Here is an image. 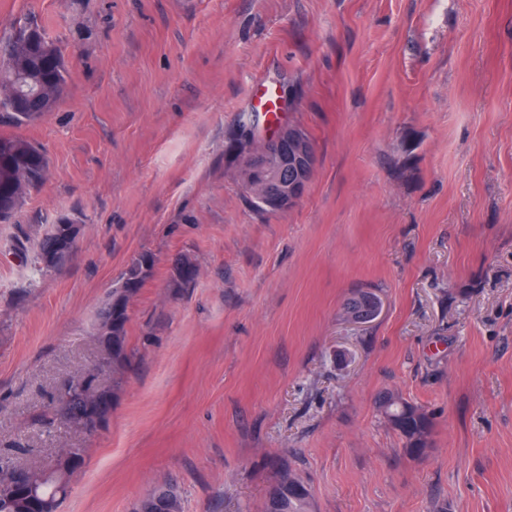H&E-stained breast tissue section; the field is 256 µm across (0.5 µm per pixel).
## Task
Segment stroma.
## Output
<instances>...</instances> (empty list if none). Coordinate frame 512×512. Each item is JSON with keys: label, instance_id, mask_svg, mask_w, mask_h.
Returning a JSON list of instances; mask_svg holds the SVG:
<instances>
[{"label": "stroma", "instance_id": "stroma-1", "mask_svg": "<svg viewBox=\"0 0 512 512\" xmlns=\"http://www.w3.org/2000/svg\"><path fill=\"white\" fill-rule=\"evenodd\" d=\"M28 20L68 81L55 111L0 122L48 161L0 223V452L86 449L59 512H133L161 485L182 512H265L284 463L310 512H512V0H0V39ZM268 74L317 153L276 213L228 149ZM63 218L73 255L20 262ZM141 252L107 427H42ZM358 291L372 322L343 315ZM386 391L429 414L423 455ZM363 293H369V294H375L372 292H361L353 296L348 300L344 307V311L346 313H349L353 310H359L362 308L363 302L370 299L372 296L363 294ZM361 294V295H359ZM359 295L358 297H356ZM380 304L375 298H371L368 308L366 311L363 312H352L349 314L351 321L355 323H367L368 320L373 318L375 315L379 313Z\"/></svg>", "mask_w": 512, "mask_h": 512}]
</instances>
